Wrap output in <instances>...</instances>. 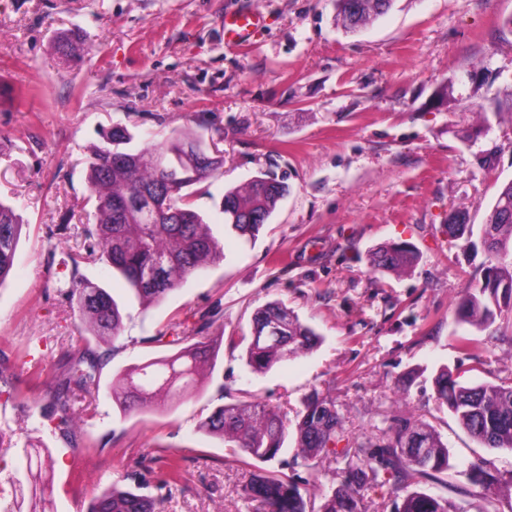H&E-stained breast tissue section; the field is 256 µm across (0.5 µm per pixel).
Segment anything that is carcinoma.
Returning a JSON list of instances; mask_svg holds the SVG:
<instances>
[{
	"label": "carcinoma",
	"mask_w": 512,
	"mask_h": 512,
	"mask_svg": "<svg viewBox=\"0 0 512 512\" xmlns=\"http://www.w3.org/2000/svg\"><path fill=\"white\" fill-rule=\"evenodd\" d=\"M393 0H336L337 18L347 29H355L386 13ZM137 134L127 125L114 123L101 130L100 143L86 162V185L94 201V223L83 225L85 254L71 258L70 282L64 291L83 323L84 343L79 356L68 362L66 374L46 393L39 405L41 416L52 422L71 447L83 444L75 423L72 401L76 393H92L99 384L103 357L92 341H117L123 326V308L107 289L83 278L79 260L101 261L119 273L131 295L144 306L163 302L189 277L220 262L224 250L213 235L206 214L195 206L187 188L202 183L224 168V152L216 142L208 144L207 162L201 164L187 148L204 140L190 131L174 130L160 148L134 145ZM148 192L156 203L151 223L145 222L136 196ZM289 185L271 171L253 177L243 187L224 190L220 205L224 225L241 237L254 239L268 223ZM24 220L16 204L0 201V284L8 277ZM473 234L467 214L457 211L448 219V236L462 239ZM480 238L489 264L480 277L467 282L456 305L458 324L477 331L492 327L503 309H512V180L504 184L487 210ZM419 260L406 243L385 244L371 255L372 266L384 272H404ZM276 323L279 338L261 340L265 329ZM211 321L172 337L179 349L121 370L112 379V401L124 413L147 409L160 398L181 399L202 392L200 366L215 368L222 336H206ZM323 342L314 328L278 303H268L252 317L250 335L229 337V345L245 344L246 365L265 373L276 364L309 353ZM460 373L447 366L434 376L436 401L448 406L460 426L487 448L512 450V373L497 383L471 385L459 381ZM208 436L222 439L246 457L261 463L280 460L288 423L274 408L260 403H228L213 409L200 423ZM345 441L341 417L334 402L309 393L296 412V456L315 463L339 455ZM364 467L344 471L341 483L321 498L320 504L301 492L299 485L276 471L257 468L251 472L244 493L257 512H362L364 492L378 473L391 474L392 494L400 500L397 512H460L448 498L410 489L418 477H431L449 468L448 448L440 435L425 422L401 420L358 445ZM27 472L32 464L41 471L52 462L50 448L42 442L23 447ZM469 479L489 488L499 478L483 465L469 468ZM52 487L43 483L32 497L29 509L18 502L10 512H51L47 505ZM86 512H155L154 502L132 488L117 485L94 496Z\"/></svg>",
	"instance_id": "carcinoma-1"
}]
</instances>
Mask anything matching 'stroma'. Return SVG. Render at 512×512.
<instances>
[{
    "label": "stroma",
    "instance_id": "stroma-1",
    "mask_svg": "<svg viewBox=\"0 0 512 512\" xmlns=\"http://www.w3.org/2000/svg\"><path fill=\"white\" fill-rule=\"evenodd\" d=\"M249 8L266 24L252 45L224 42V16ZM512 0H394L354 32L336 23V0H0V199L24 203L25 225L12 271L0 284V495L26 493L20 445L44 440L55 512H86L102 488L142 478L159 512H253L242 488L255 462L203 436L199 423L220 402H260L294 416L303 398L333 400L350 443L393 420L425 421L448 445L447 472L415 490L481 512H512V494L493 495L468 478L480 461L512 480V451L484 448L435 399L440 366L463 382L497 381L512 368V311L498 341L470 358L455 304L487 263L479 236L454 240L448 216L463 209L483 224L499 186L512 180V112L492 99L512 90ZM79 33L74 56L57 39ZM448 107L431 98L440 85ZM219 139L224 168L199 184L197 207L212 221L224 259L160 304L141 307L98 262L80 272L124 305L118 349L99 388L76 404L85 447L75 450L35 406L66 354L80 319L60 285L81 233L53 234L68 207L84 203L85 167L100 128L122 123ZM261 171L284 177L289 195L256 239L225 229V188ZM404 242L419 254L397 276L374 270L373 250ZM277 302L314 327L313 352L265 373L222 346L202 393L123 414L112 401L121 369L173 353L172 323L209 335L242 336L255 310ZM177 461L173 488L157 483ZM342 461L289 457L287 476L322 496L341 479Z\"/></svg>",
    "mask_w": 512,
    "mask_h": 512
}]
</instances>
